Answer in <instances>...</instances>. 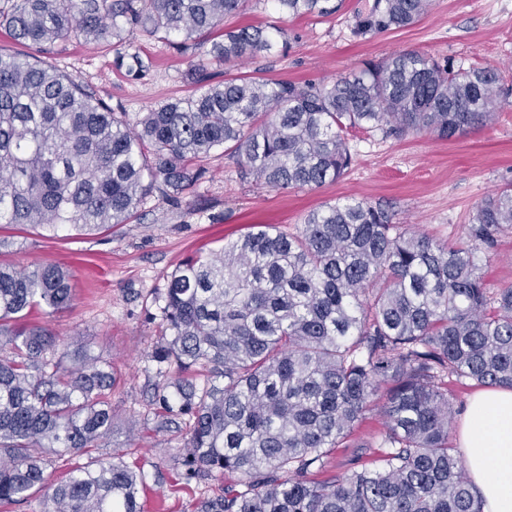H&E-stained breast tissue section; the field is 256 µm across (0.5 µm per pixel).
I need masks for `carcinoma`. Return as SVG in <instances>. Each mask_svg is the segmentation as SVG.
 I'll list each match as a JSON object with an SVG mask.
<instances>
[{"label": "carcinoma", "instance_id": "1", "mask_svg": "<svg viewBox=\"0 0 512 512\" xmlns=\"http://www.w3.org/2000/svg\"><path fill=\"white\" fill-rule=\"evenodd\" d=\"M288 15H328L329 0H273ZM246 0H0V29L27 47L110 42L133 80L152 59L117 50L136 36L185 54L191 95L132 121L77 79L28 53L0 54V224L97 233L157 193L176 200L222 151L242 179L320 187L351 164L356 130L451 139L494 123L509 93L494 68L442 66L417 51L370 61L329 82L248 75L235 67L288 49L285 30L216 32ZM431 0H366L354 34L414 25ZM512 232V186L489 197L449 243L392 223L348 197L307 215L297 233L250 232L187 256L161 294L171 332L152 354L158 426L187 428V480L232 476L195 512H482L449 442L448 380L512 388V286L485 288L475 255ZM74 298L59 266H0V504L44 512H141L144 474L119 456L79 463L112 433L114 373L29 322ZM207 365L214 379L191 375ZM378 466L320 479L332 452L373 409ZM72 461L57 479L55 460Z\"/></svg>", "mask_w": 512, "mask_h": 512}]
</instances>
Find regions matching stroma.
Returning <instances> with one entry per match:
<instances>
[{"mask_svg":"<svg viewBox=\"0 0 512 512\" xmlns=\"http://www.w3.org/2000/svg\"><path fill=\"white\" fill-rule=\"evenodd\" d=\"M364 2L341 0L335 14L293 18L276 11L272 0H262L226 15L224 25L287 31V51L275 49L243 64V71L259 78L327 82L358 70L366 60L413 50L456 67L498 69L505 84H512V0H433L416 24L361 37L353 29ZM133 46L154 61L140 80L114 67L115 50L108 43L73 39L47 47L39 57L133 118L166 99L190 94L191 54L142 36ZM350 146L353 162L346 174L318 188L274 190L246 182L233 159L215 154L205 161L207 178L180 201L146 198L129 223L108 232L0 229V263L57 265L70 272L72 305L49 315L33 312L31 319L58 334L65 349L82 346L111 361L115 424L106 447L95 455L118 454L143 470L144 512H194L201 498L224 492L220 476L184 480L179 465L183 431H159L149 422L156 380L150 355L169 336L155 301L179 263L195 251L216 250L261 229L295 232L310 212L345 197L386 205L394 223L410 230L463 239L481 201L512 183V94L502 100L492 125L458 138L357 131ZM476 261L487 288L512 285V233L502 235L494 251L477 253ZM382 423L373 413L355 425L332 455V474L373 466L370 444Z\"/></svg>","mask_w":512,"mask_h":512,"instance_id":"35a3bbf8","label":"stroma"}]
</instances>
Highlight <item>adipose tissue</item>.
Returning <instances> with one entry per match:
<instances>
[{
  "label": "adipose tissue",
  "mask_w": 512,
  "mask_h": 512,
  "mask_svg": "<svg viewBox=\"0 0 512 512\" xmlns=\"http://www.w3.org/2000/svg\"><path fill=\"white\" fill-rule=\"evenodd\" d=\"M459 439L483 512H512V389L476 392L469 400Z\"/></svg>",
  "instance_id": "adipose-tissue-1"
}]
</instances>
